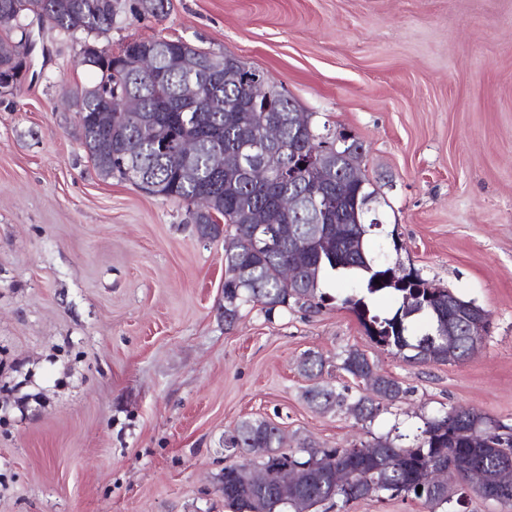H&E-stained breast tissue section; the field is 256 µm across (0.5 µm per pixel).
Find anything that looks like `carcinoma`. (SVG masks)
<instances>
[{
    "instance_id": "obj_1",
    "label": "carcinoma",
    "mask_w": 512,
    "mask_h": 512,
    "mask_svg": "<svg viewBox=\"0 0 512 512\" xmlns=\"http://www.w3.org/2000/svg\"><path fill=\"white\" fill-rule=\"evenodd\" d=\"M125 0H0V27L15 30L20 38L0 37V88L14 86L26 68L23 19L33 14L52 27L68 34L86 32L103 34L122 17ZM151 53L149 67L138 66L141 53ZM83 63L93 68L96 79L72 91L73 102L82 129V144L99 174L117 176L135 184L147 181L150 193L197 208L191 220L202 238L216 239L224 227L233 237L249 238L254 226L265 224L270 245L254 253L224 257V321L230 323L240 308L260 304L270 313L290 305L317 306L326 300L323 284L331 275L351 277L353 292L341 302L362 323L367 336L380 344L387 343L404 359L446 363L465 359L476 337L467 323L459 325L453 347H448V324L439 322L434 307H448L450 290L426 289L429 281L415 274L416 287L399 288L388 278L391 267L380 262L368 245L372 225L354 223V211L366 195H379L372 183L354 184L347 194L328 196L321 217L307 212L288 214L281 210L279 197L287 192L297 196L314 188L328 186L346 176L351 160L362 155L342 150L331 154L322 170L299 167L301 155L292 147L309 138L336 141V134L322 133L308 113L309 124L299 131L293 128L289 110L298 105L272 86L270 100H253L247 88L225 71V54L200 51L182 40L141 39L127 43L117 55L96 44H84ZM206 64L214 77L200 103L184 95L197 84L199 72L186 69L181 61ZM112 107V124H97L95 114ZM276 121L281 127L278 167L270 184H255L243 172L229 175L216 170L211 158L217 151L250 153L262 140L266 126ZM193 142L188 158L180 155L179 144ZM345 226L339 241L319 239L308 262L301 268L299 284L284 288L280 284L281 268L291 257L288 226L301 237L312 228ZM380 284H375L374 280ZM392 293L400 305L389 317L370 314L365 298ZM432 295L430 306L411 318L406 317L409 299ZM311 379L321 376L323 361L313 353L301 364ZM341 369L354 378L368 379L371 385L349 396L323 386L306 391L307 400L331 410L346 408L358 421H371L378 410L376 401L396 402L404 395L403 387L379 372L368 356L358 349H348L341 357ZM482 434L489 445H473L474 435ZM281 430L267 420L240 422L226 447L259 459V464L274 476L295 469L298 493L294 505L278 504L275 486L257 490L237 465L224 467V502L234 512H318L326 503L348 512L359 500L412 495L424 500L437 512H454L462 490L468 486L465 473L482 470L488 474L485 488L477 496L490 500L496 491V470L503 464L512 466V426L498 423L473 410L452 408L424 423L413 443L399 445L389 438H378L370 451L359 448H315L302 443L284 453ZM359 471L357 482L347 489L331 483L333 472L340 467ZM432 466L448 468L447 482L430 486L421 482L422 473ZM422 490H417V487Z\"/></svg>"
}]
</instances>
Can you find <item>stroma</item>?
I'll list each match as a JSON object with an SVG mask.
<instances>
[{
	"instance_id": "1",
	"label": "stroma",
	"mask_w": 512,
	"mask_h": 512,
	"mask_svg": "<svg viewBox=\"0 0 512 512\" xmlns=\"http://www.w3.org/2000/svg\"><path fill=\"white\" fill-rule=\"evenodd\" d=\"M107 33L28 17L27 67L0 91V512H229L221 475L236 423L358 448L414 434L453 407L512 425V0H169ZM183 40L233 53L317 123L363 145L380 188L374 237L490 314L465 360L404 362L340 303L246 305L224 323V238H200L187 206L102 177L68 96L92 73L90 42ZM406 390L361 422L310 405L299 363L353 386L344 350Z\"/></svg>"
}]
</instances>
